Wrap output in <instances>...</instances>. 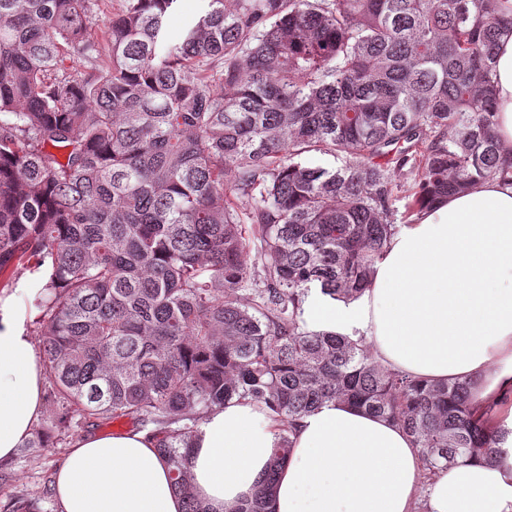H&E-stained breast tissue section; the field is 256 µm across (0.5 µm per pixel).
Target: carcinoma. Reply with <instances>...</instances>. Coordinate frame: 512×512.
I'll return each instance as SVG.
<instances>
[{
  "label": "carcinoma",
  "mask_w": 512,
  "mask_h": 512,
  "mask_svg": "<svg viewBox=\"0 0 512 512\" xmlns=\"http://www.w3.org/2000/svg\"><path fill=\"white\" fill-rule=\"evenodd\" d=\"M0 0V294L42 269L55 416L24 448L126 419L206 512L186 457L237 399L280 422L270 471L232 512H266L294 423L343 402L400 425L426 469L500 460L467 380L384 367L310 328L312 289L349 303L404 224L512 171L496 129L499 0ZM78 54L82 73L67 62ZM329 156L335 165L310 162ZM403 202L402 207L396 203ZM8 512H34L11 493Z\"/></svg>",
  "instance_id": "1"
}]
</instances>
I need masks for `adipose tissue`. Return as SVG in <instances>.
Listing matches in <instances>:
<instances>
[{
	"instance_id": "1",
	"label": "adipose tissue",
	"mask_w": 512,
	"mask_h": 512,
	"mask_svg": "<svg viewBox=\"0 0 512 512\" xmlns=\"http://www.w3.org/2000/svg\"><path fill=\"white\" fill-rule=\"evenodd\" d=\"M496 127L512 151V37L496 48ZM315 330L364 337L385 365L429 381L477 380V408L512 425V179L483 181L403 227L372 286L344 303L312 293ZM42 358L10 298L0 297V460L13 458L43 410ZM277 426L231 401L199 425L186 460L207 512L254 496ZM501 462L426 474L397 424L329 402L298 420L267 512H512V436ZM61 512H182L167 464L142 431L77 438L54 475Z\"/></svg>"
}]
</instances>
